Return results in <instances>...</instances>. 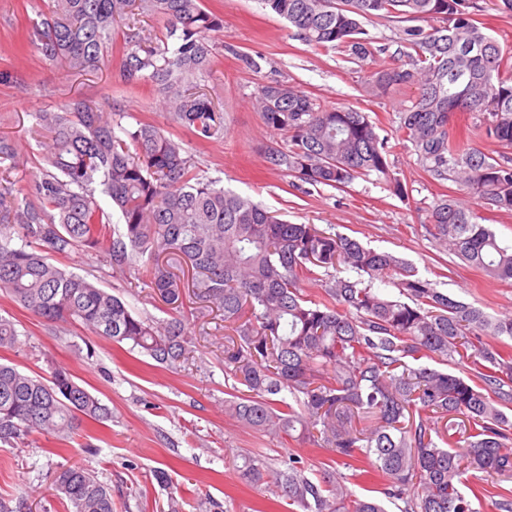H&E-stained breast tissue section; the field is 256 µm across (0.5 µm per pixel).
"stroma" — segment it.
<instances>
[{"mask_svg":"<svg viewBox=\"0 0 512 512\" xmlns=\"http://www.w3.org/2000/svg\"><path fill=\"white\" fill-rule=\"evenodd\" d=\"M48 6L49 0H0V135L19 145L22 163L12 173L18 186L30 185L43 164L31 134L34 113L60 110L77 95L97 101L108 96L123 113L122 126L140 120L158 124L182 140L194 164L225 189L290 222L316 224L396 253L435 287L485 313L512 314L511 284L489 281L443 252L429 235V209L443 188L423 172L412 151L400 150L391 158L392 172L409 194L405 201L375 173L341 190L298 189L265 162L267 149L285 146L288 138L268 128L255 107L264 83H286L323 107L356 108L387 128L411 105L416 88L374 96L365 88L359 63L305 44L259 0H201L204 10L224 20L223 30L211 35L214 62L201 86L222 109L225 126L223 139L201 142L159 107L150 87L122 82L117 54L80 74L46 60L36 48L34 30ZM364 26L379 49L376 64L392 60L410 67L399 41L400 23L368 20ZM249 57L259 58V70L247 67ZM56 263L120 296L137 314L181 318L193 338V357L179 369H166L128 346L93 336L81 323L62 329L46 324L0 292V316L14 322L21 341L6 359L33 376L46 374L49 363L61 365L112 412L106 423L83 422L66 441L35 432L23 444L0 445V497L19 503L21 512H66L51 494V476L80 462L111 488L113 512H199L202 497L211 503L209 512H289L284 498L241 483L237 468L244 455L258 454L276 465L293 452L312 474L326 467L330 456L302 439L269 440L225 415L224 400L234 383L224 373L220 314L200 316L188 289L177 304H166L145 275L113 273L94 252H74ZM159 469L168 472V486L157 482ZM173 499L178 502L174 510L168 507Z\"/></svg>","mask_w":512,"mask_h":512,"instance_id":"35a3bbf8","label":"stroma"}]
</instances>
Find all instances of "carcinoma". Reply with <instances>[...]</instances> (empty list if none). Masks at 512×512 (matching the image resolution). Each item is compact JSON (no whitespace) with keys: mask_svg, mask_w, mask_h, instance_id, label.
Returning <instances> with one entry per match:
<instances>
[{"mask_svg":"<svg viewBox=\"0 0 512 512\" xmlns=\"http://www.w3.org/2000/svg\"><path fill=\"white\" fill-rule=\"evenodd\" d=\"M36 24L37 49L74 71L121 55L124 82L149 84L173 120L199 140L224 135V113L199 86L212 65L210 34L224 20L200 0H50ZM314 47L351 59L375 57L364 19L420 20L400 30L413 67L368 71L374 95L413 86L411 107L390 132L354 108H326L280 82L264 84L256 105L265 124L288 135L265 162L303 184L343 189L373 172L399 198L405 185L390 175L398 146L416 154L435 182H452L471 203L444 195L429 213L440 249L512 282V243L477 222V207L512 212V162L487 156L450 133L455 113L493 142L512 144V51L481 21L479 0H261ZM145 19L162 31L144 33ZM126 26L116 47L113 31ZM112 99L81 96L61 111L35 113L33 133L45 167L23 196L0 191V290L50 324L80 322L91 334L126 343L176 369L190 358L182 319L154 321L93 281L50 262L75 250L103 254L117 273L143 269L167 304L184 284L165 258L193 270L201 312L224 315V372L241 385L224 412L270 440L298 437L330 453L336 467L316 478L292 454L279 468L243 457L239 477L266 484L294 512H386L359 497L338 467L361 463L386 481L384 495L400 512H480L464 474L475 469L512 476V356L483 341L512 339V317L492 318L448 296L402 258L314 224H291L200 173L182 144L153 122L114 130ZM15 141L0 135V179L18 167ZM120 213L121 227L96 193ZM20 239L16 244L14 239ZM322 283L311 296L306 281ZM392 281V296L375 283ZM19 343L0 317V350ZM428 358L444 368L423 365ZM476 378L446 369L467 360ZM110 409L65 368L48 363L32 376L0 362V444L36 431L68 439L85 420ZM53 495L72 512H113L112 491L83 464L59 470Z\"/></svg>","mask_w":512,"mask_h":512,"instance_id":"1","label":"carcinoma"}]
</instances>
